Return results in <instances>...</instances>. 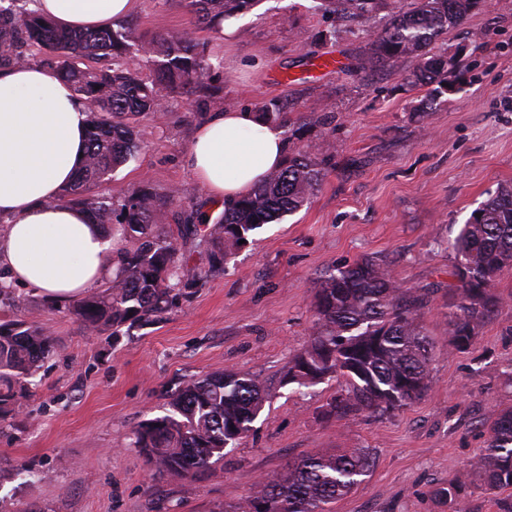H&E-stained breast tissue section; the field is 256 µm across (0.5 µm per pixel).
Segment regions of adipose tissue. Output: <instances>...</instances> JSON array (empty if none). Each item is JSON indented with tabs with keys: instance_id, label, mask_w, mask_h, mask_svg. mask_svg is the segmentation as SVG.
Returning a JSON list of instances; mask_svg holds the SVG:
<instances>
[{
	"instance_id": "adipose-tissue-1",
	"label": "adipose tissue",
	"mask_w": 512,
	"mask_h": 512,
	"mask_svg": "<svg viewBox=\"0 0 512 512\" xmlns=\"http://www.w3.org/2000/svg\"><path fill=\"white\" fill-rule=\"evenodd\" d=\"M137 0H35L38 13L65 28L99 29L134 11ZM86 108L53 68L0 69V268L17 284L62 303L112 273L107 232L80 207L58 203L81 167ZM281 127L251 109L205 114L194 126L184 166L210 200L233 203L286 155Z\"/></svg>"
}]
</instances>
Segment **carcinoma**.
I'll list each match as a JSON object with an SVG mask.
<instances>
[{
    "label": "carcinoma",
    "mask_w": 512,
    "mask_h": 512,
    "mask_svg": "<svg viewBox=\"0 0 512 512\" xmlns=\"http://www.w3.org/2000/svg\"><path fill=\"white\" fill-rule=\"evenodd\" d=\"M0 0V68L28 63L23 46L32 45L57 59L62 79L87 110V157L57 201L86 209L96 224L121 227L123 245L106 256L112 278L77 301L71 313L91 334L149 325L167 314L210 275L224 270L226 258L255 230L290 215L317 191L332 155L326 150L294 149L284 167L269 173L246 197L224 207L214 230L201 235L198 210H173L178 191L156 192L147 181L119 200L91 193L112 171L134 157L135 125L156 117L174 93L208 90L211 65L206 47L188 33L141 39L129 22L96 30L67 29L19 6ZM256 0H184L199 26L215 28L249 10ZM313 9L334 22H357L383 0H312ZM481 0H416L410 10L393 13L370 38L361 68L371 71L400 58L418 60L413 82L434 84L435 95L448 92L459 63L430 55L434 40L462 23ZM140 55L151 74L119 69L112 61ZM83 59L104 60L100 68L80 66ZM259 117L290 125L283 104L270 100ZM178 234H173L168 218ZM201 238L207 267L183 279L178 240ZM454 275L460 283L455 311L448 315L449 343L465 349L476 329L500 303L492 293L497 278L512 268V184H505L476 208L455 242ZM425 298L404 288L389 268L362 258L324 277L317 289L315 331L294 357L288 381L309 388L328 378L345 387L327 402V414L344 416L366 410L388 413L421 399L431 388L428 365L432 345L418 311ZM48 330L21 320L0 321V418L16 409L28 379L50 356ZM266 394L257 375L217 372L191 378L172 394L171 413L143 423L136 447L154 474L186 478L204 474L224 459V448L245 436L258 417ZM371 457L364 448L316 454L288 464L262 480L229 512H332L336 500L366 475ZM484 491L512 486V409L489 428L485 453L471 464Z\"/></svg>",
    "instance_id": "obj_1"
}]
</instances>
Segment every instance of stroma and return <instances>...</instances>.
Instances as JSON below:
<instances>
[{
    "instance_id": "obj_1",
    "label": "stroma",
    "mask_w": 512,
    "mask_h": 512,
    "mask_svg": "<svg viewBox=\"0 0 512 512\" xmlns=\"http://www.w3.org/2000/svg\"><path fill=\"white\" fill-rule=\"evenodd\" d=\"M311 0H261L228 19L232 34L193 28L181 0H137L138 35L193 29L205 42L219 91L169 98L141 121L134 160L98 186L123 197L142 181L178 190L182 207L206 208L205 189L181 157L200 113L258 109L274 99L304 126L297 147L329 146L333 169L295 213L257 229L248 244L189 300L120 340L84 332L68 305L13 286L0 320L51 331L53 354L13 417L0 420V512H219L288 461L364 448L371 468L335 512H512V488L490 494L468 481L488 427L512 408V269L501 299L464 350L448 346L459 296L452 243L489 193L512 183V0H483L436 42L460 62L455 89L418 118L427 85L415 60L373 72L358 63L373 21L330 26ZM336 67L316 68L327 53ZM370 257L406 288L425 292L419 321L435 349L431 389L401 410L328 416L336 380L288 383L294 355L315 331L320 280ZM222 371L260 376L267 399L251 431L214 471L189 479L153 475L134 433L169 412L185 380ZM461 484L454 503L433 494Z\"/></svg>"
}]
</instances>
